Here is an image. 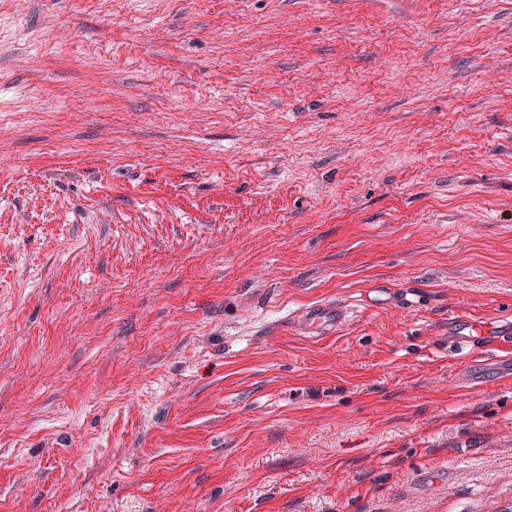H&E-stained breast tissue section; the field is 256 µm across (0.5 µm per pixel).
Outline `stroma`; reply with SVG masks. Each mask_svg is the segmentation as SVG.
<instances>
[{"mask_svg":"<svg viewBox=\"0 0 512 512\" xmlns=\"http://www.w3.org/2000/svg\"><path fill=\"white\" fill-rule=\"evenodd\" d=\"M0 512H477L512 484V0H0ZM343 298L351 320L292 321ZM350 304L328 301L306 308L298 320V330L310 336L335 334L352 314ZM493 329H499L493 331ZM512 327L480 326L473 321L459 316L448 322V345L455 349L471 348L480 349L476 344L480 336H487L488 343L498 339L510 338Z\"/></svg>","mask_w":512,"mask_h":512,"instance_id":"obj_1","label":"stroma"}]
</instances>
